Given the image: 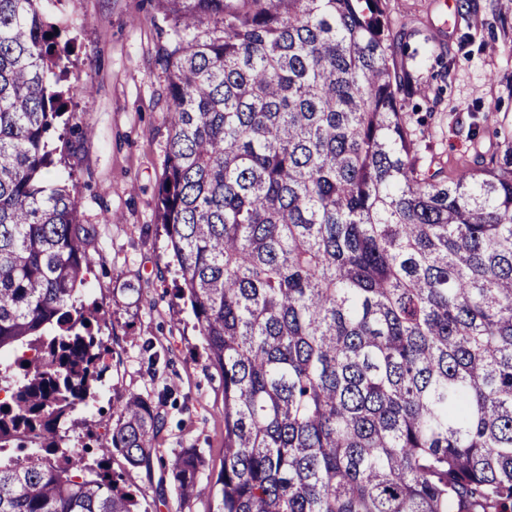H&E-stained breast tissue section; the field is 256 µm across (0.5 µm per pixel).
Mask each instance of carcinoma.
I'll list each match as a JSON object with an SVG mask.
<instances>
[{
    "label": "carcinoma",
    "mask_w": 512,
    "mask_h": 512,
    "mask_svg": "<svg viewBox=\"0 0 512 512\" xmlns=\"http://www.w3.org/2000/svg\"><path fill=\"white\" fill-rule=\"evenodd\" d=\"M41 0H0V512H136L101 472L164 418L115 404L89 475L61 424L104 365L79 286L99 225L48 185L66 96ZM172 25L158 219L224 375L217 512H512V136L424 170L383 0H160ZM217 19L219 30L203 26ZM29 366H24V363ZM180 449V498L202 491Z\"/></svg>",
    "instance_id": "cac0c4a2"
}]
</instances>
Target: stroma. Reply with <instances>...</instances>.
Returning <instances> with one entry per match:
<instances>
[{"label": "stroma", "mask_w": 512, "mask_h": 512, "mask_svg": "<svg viewBox=\"0 0 512 512\" xmlns=\"http://www.w3.org/2000/svg\"><path fill=\"white\" fill-rule=\"evenodd\" d=\"M385 4L411 82L403 110L420 165L456 177L512 130V0ZM43 11L69 56L65 77L48 80L82 90L67 102L73 132L46 177L69 188L83 223L100 227L82 299L99 309L106 369L68 444L94 463L116 423L114 403L140 396L165 420L150 463L133 467L116 453L106 473L122 474L148 512H214L209 493L180 500L170 471L190 445L204 453V477L224 464V378L206 360L158 222L169 103L157 57L170 20L159 0H44Z\"/></svg>", "instance_id": "stroma-1"}]
</instances>
